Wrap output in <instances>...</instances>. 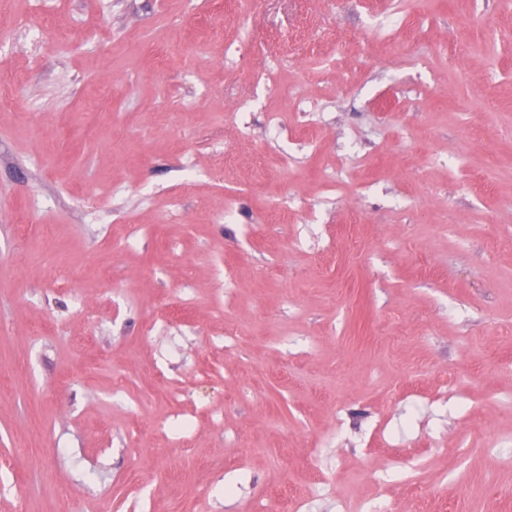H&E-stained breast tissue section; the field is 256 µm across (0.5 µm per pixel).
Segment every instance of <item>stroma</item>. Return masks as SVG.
Returning a JSON list of instances; mask_svg holds the SVG:
<instances>
[{"label":"stroma","instance_id":"obj_1","mask_svg":"<svg viewBox=\"0 0 512 512\" xmlns=\"http://www.w3.org/2000/svg\"><path fill=\"white\" fill-rule=\"evenodd\" d=\"M0 68V512H512V6L0 0Z\"/></svg>","mask_w":512,"mask_h":512}]
</instances>
